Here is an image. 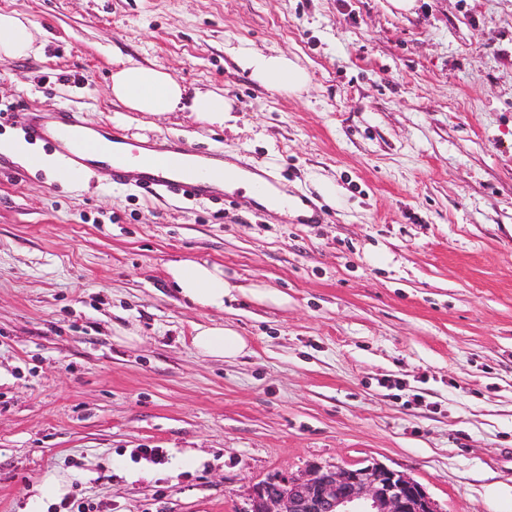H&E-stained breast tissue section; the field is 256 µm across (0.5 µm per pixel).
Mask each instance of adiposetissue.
<instances>
[{
	"mask_svg": "<svg viewBox=\"0 0 512 512\" xmlns=\"http://www.w3.org/2000/svg\"><path fill=\"white\" fill-rule=\"evenodd\" d=\"M33 25L15 13H0V59L43 56ZM236 64L252 78L271 90L298 91L308 82V75L284 55L266 54L248 47L234 51ZM114 100L135 112L164 114L181 108L208 122L225 124L230 109L222 96L211 91L195 92L186 97L184 88L166 71L134 60L123 62L111 77ZM167 272L181 295L203 308L223 309L230 287L224 271L205 262L175 261ZM194 347L202 354L218 359H233L243 354L248 344L244 336L229 327H198Z\"/></svg>",
	"mask_w": 512,
	"mask_h": 512,
	"instance_id": "ef3b65f1",
	"label": "adipose tissue"
}]
</instances>
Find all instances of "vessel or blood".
<instances>
[{
    "instance_id": "b4317fda",
    "label": "vessel or blood",
    "mask_w": 512,
    "mask_h": 512,
    "mask_svg": "<svg viewBox=\"0 0 512 512\" xmlns=\"http://www.w3.org/2000/svg\"><path fill=\"white\" fill-rule=\"evenodd\" d=\"M28 133L51 144L63 168L76 175L92 168L108 184L133 183L154 195L201 198L223 192L215 182L217 172L224 169V154L219 150L201 162L181 141H134L109 125L88 123L72 110L34 114ZM94 138L106 143L105 152L92 154L89 143Z\"/></svg>"
}]
</instances>
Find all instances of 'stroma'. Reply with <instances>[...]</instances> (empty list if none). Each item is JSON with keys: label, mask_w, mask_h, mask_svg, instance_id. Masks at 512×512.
<instances>
[{"label": "stroma", "mask_w": 512, "mask_h": 512, "mask_svg": "<svg viewBox=\"0 0 512 512\" xmlns=\"http://www.w3.org/2000/svg\"><path fill=\"white\" fill-rule=\"evenodd\" d=\"M0 512L50 474L108 512H248L253 487L373 461L442 512H512V0H0ZM248 46L308 73L273 91ZM223 96L221 126L112 98L125 59ZM71 108L271 173L324 220L235 191L156 197L2 149ZM223 268V309L168 263ZM235 329L215 360L196 326ZM159 448L161 462L141 451ZM44 43H38L33 25L15 13H0V59L38 58ZM194 347L202 354L218 359H233L248 348L244 336L229 327L199 326L193 336Z\"/></svg>", "instance_id": "obj_1"}]
</instances>
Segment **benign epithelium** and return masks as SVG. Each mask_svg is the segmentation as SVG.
<instances>
[{
    "instance_id": "benign-epithelium-1",
    "label": "benign epithelium",
    "mask_w": 512,
    "mask_h": 512,
    "mask_svg": "<svg viewBox=\"0 0 512 512\" xmlns=\"http://www.w3.org/2000/svg\"><path fill=\"white\" fill-rule=\"evenodd\" d=\"M249 512H441L424 488L379 462L312 467L253 488Z\"/></svg>"
}]
</instances>
